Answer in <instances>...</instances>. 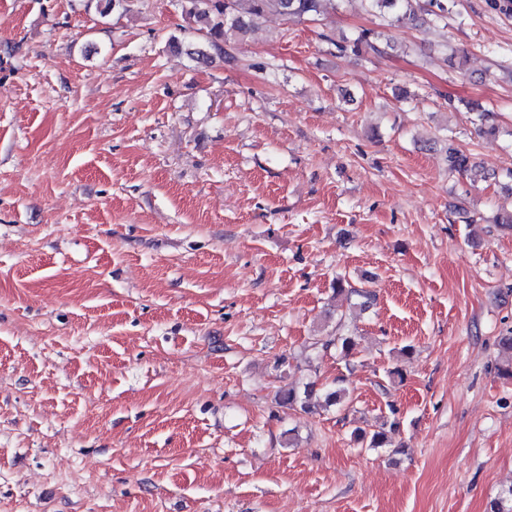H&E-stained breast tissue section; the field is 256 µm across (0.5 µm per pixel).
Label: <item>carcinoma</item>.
<instances>
[{"label":"carcinoma","mask_w":512,"mask_h":512,"mask_svg":"<svg viewBox=\"0 0 512 512\" xmlns=\"http://www.w3.org/2000/svg\"><path fill=\"white\" fill-rule=\"evenodd\" d=\"M182 11L193 25L192 31L200 35L202 44L190 52L193 60L206 64L213 56H222L224 38L227 32L234 31L240 35L247 34L257 20L268 15H277L285 21H318L322 15L323 0H181ZM367 8L383 17L390 27L413 20L421 26L431 25L448 18L446 0H426V3L414 7L413 0H363ZM336 48L343 52L347 49L356 55L373 53L381 55L393 48L388 35L383 32L364 30L348 46L338 44ZM467 111L474 114L472 124L475 130L483 134L494 135L499 132L496 123V111L482 108L469 102H462ZM448 171L461 175L467 174L474 167L470 157L462 150L450 144L447 148ZM336 294L345 296L349 305H354L353 298H360L364 307L372 300L371 292L364 288H355L342 277L336 278ZM322 347L334 346L348 357L355 349V336L339 324L336 336L321 342ZM317 382L309 380L300 387H289L278 394L279 404L293 408L300 406L304 411L315 407L312 397L316 392ZM351 391L344 377L336 378L325 390L323 406L347 407L351 404ZM392 431L380 428L372 433L358 428L355 435L358 440L367 442L370 448H389L391 453L402 451L399 446H392Z\"/></svg>","instance_id":"carcinoma-1"}]
</instances>
